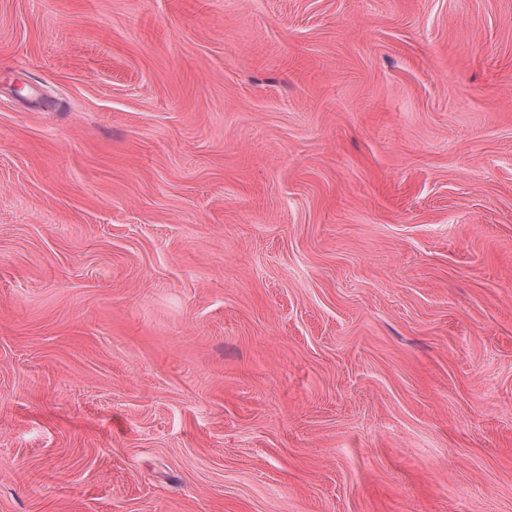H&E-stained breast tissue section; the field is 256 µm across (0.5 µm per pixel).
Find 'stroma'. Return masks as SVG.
Instances as JSON below:
<instances>
[{
	"instance_id": "1",
	"label": "stroma",
	"mask_w": 512,
	"mask_h": 512,
	"mask_svg": "<svg viewBox=\"0 0 512 512\" xmlns=\"http://www.w3.org/2000/svg\"><path fill=\"white\" fill-rule=\"evenodd\" d=\"M0 512H512V0H0Z\"/></svg>"
}]
</instances>
